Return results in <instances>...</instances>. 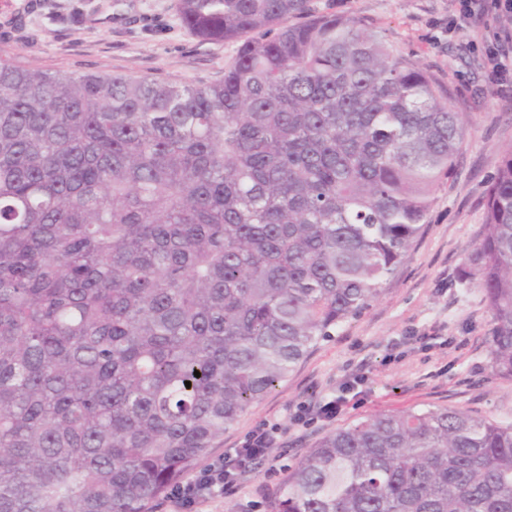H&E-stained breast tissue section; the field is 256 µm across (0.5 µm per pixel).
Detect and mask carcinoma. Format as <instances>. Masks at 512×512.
Returning a JSON list of instances; mask_svg holds the SVG:
<instances>
[{
	"label": "carcinoma",
	"mask_w": 512,
	"mask_h": 512,
	"mask_svg": "<svg viewBox=\"0 0 512 512\" xmlns=\"http://www.w3.org/2000/svg\"><path fill=\"white\" fill-rule=\"evenodd\" d=\"M307 12L178 0L194 36L239 42L209 85L0 55V512H149L421 236L460 114L360 20L289 22ZM485 201L466 275L512 379V150ZM265 512H512V426L380 413Z\"/></svg>",
	"instance_id": "1"
}]
</instances>
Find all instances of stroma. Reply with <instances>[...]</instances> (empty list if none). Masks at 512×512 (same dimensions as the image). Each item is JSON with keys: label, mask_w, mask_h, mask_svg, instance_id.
<instances>
[{"label": "stroma", "mask_w": 512, "mask_h": 512, "mask_svg": "<svg viewBox=\"0 0 512 512\" xmlns=\"http://www.w3.org/2000/svg\"><path fill=\"white\" fill-rule=\"evenodd\" d=\"M178 0H0V54L60 74L148 77L209 84L224 77L237 45L204 41L181 23ZM312 14L353 17L395 54L429 75L461 113L468 135L450 178L433 190L425 230L388 278L381 297L319 342L259 403L225 431L209 455L223 458L258 423L287 419L296 404L336 392L351 379L333 421L288 427L238 492L204 502L199 512H263L257 487L274 489L296 458L336 428L371 415L448 406L512 424V380L495 375L487 341L490 313L465 275L479 239L485 190L499 158L512 149V96L488 75L484 45L512 32L506 15L449 31L458 0H309Z\"/></svg>", "instance_id": "obj_1"}]
</instances>
